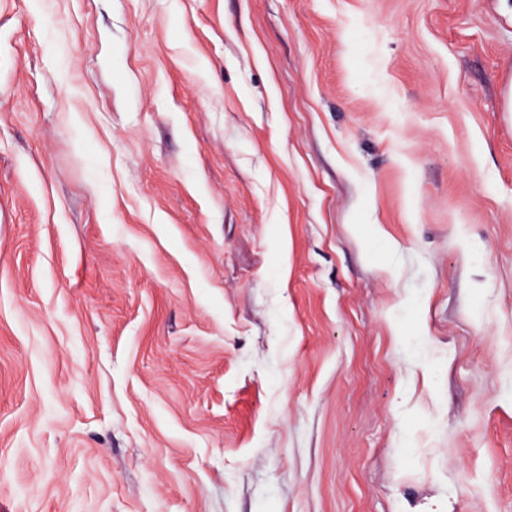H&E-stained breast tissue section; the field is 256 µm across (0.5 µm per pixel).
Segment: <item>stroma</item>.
I'll return each mask as SVG.
<instances>
[{
    "label": "stroma",
    "mask_w": 512,
    "mask_h": 512,
    "mask_svg": "<svg viewBox=\"0 0 512 512\" xmlns=\"http://www.w3.org/2000/svg\"><path fill=\"white\" fill-rule=\"evenodd\" d=\"M503 0H0V512H512Z\"/></svg>",
    "instance_id": "1"
}]
</instances>
